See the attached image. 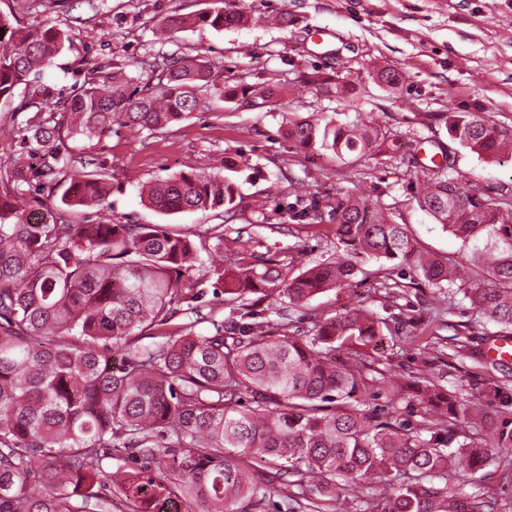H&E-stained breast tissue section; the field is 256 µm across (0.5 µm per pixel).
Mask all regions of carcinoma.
Here are the masks:
<instances>
[{
  "label": "carcinoma",
  "mask_w": 512,
  "mask_h": 512,
  "mask_svg": "<svg viewBox=\"0 0 512 512\" xmlns=\"http://www.w3.org/2000/svg\"><path fill=\"white\" fill-rule=\"evenodd\" d=\"M247 15L235 3L193 17L163 18L168 34L191 26L239 27ZM67 38L48 27L24 30L0 14V99L36 79ZM376 78L403 83L395 68ZM309 83L336 99L359 103L362 90L337 75L313 70ZM212 69L195 55L162 59L156 80L125 71L90 78L64 102L61 123H32L36 175L70 177L62 205L103 207L107 175L72 169L64 142H91L123 123L155 133L187 119L212 94ZM227 102H272L273 93L241 85ZM451 142L487 160L512 159V132L468 112L444 114ZM286 137L311 152L342 161L384 156L389 130L344 112L290 118ZM448 164L416 197L465 254L437 258L420 250L390 207L360 193L314 200L296 209L302 222L335 226L336 258L290 272L237 239L225 266L202 253L224 248L169 224L33 222L17 206L18 190L0 192V512H162L177 499L183 512H270L300 497L308 512H343L338 490L381 486L359 512H487L468 487L492 466L512 472V417H490L475 402L425 379L416 401L423 422L399 421L391 410L406 398L390 360L369 362L365 348L399 333L388 317L359 306L310 314L308 333L261 315L286 316L317 295L346 288L365 265L388 269L376 285L393 294L405 283L389 271L410 266L429 284L469 303L484 326L512 328V192H473L456 175L453 148L438 145ZM141 201L161 214L235 208V182L192 169L150 185ZM212 282L222 304L240 319L215 316L166 332L181 308L194 309ZM152 340L143 348L139 342ZM122 364L112 366L114 355ZM141 462L106 470L117 450ZM44 489L31 490L33 478Z\"/></svg>",
  "instance_id": "1"
}]
</instances>
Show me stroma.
Listing matches in <instances>:
<instances>
[{
    "mask_svg": "<svg viewBox=\"0 0 512 512\" xmlns=\"http://www.w3.org/2000/svg\"><path fill=\"white\" fill-rule=\"evenodd\" d=\"M248 12L246 25L217 32L194 26L176 33L172 42L155 43L154 31L168 14L194 15L217 6L219 0H0V14L28 28L54 27L69 36L53 66L45 71L50 99L16 89L0 99V177L13 168L25 170L21 207L26 216L41 217L45 205L60 198L68 179L50 183L36 178L39 158L23 144L35 113H58L60 103L96 72L120 70L150 76L159 53L201 55L213 65L218 90L239 83L260 88H284L288 94L263 109L240 108L217 93L187 120L153 134H140L122 125L94 140L67 141L73 157L90 151L104 167L111 191L101 210L55 212L57 222L82 224H176L202 238L214 225L224 227V251L233 253L238 235L256 238L258 254L299 270L306 264L336 256L332 223H295L288 217V182L303 181L313 196L362 189L366 196L394 206L395 219L407 225L424 249L456 253L461 243L421 211L413 194L422 169L395 161L369 159L350 166L328 152H305L288 140V118L314 112H344L345 101L302 82L313 69L335 73L366 88L362 116L387 126L395 143L430 139L448 143L442 112H474L502 129H512V0H236ZM404 71L400 92H389L374 80L376 67ZM243 157L245 167L233 173L238 186L236 212H183L163 215L145 206L141 183L165 178L199 166L223 171L225 157ZM455 169L465 188L484 192L512 190V162L490 164L469 149L457 148ZM266 202L256 213V199ZM404 288L393 298L373 282L318 295L313 308L335 313L365 303L387 311L400 328L410 329L417 343L384 337L368 349L369 359H391L406 381L429 373L445 384L478 399L487 412L512 401V360L485 373L479 360L490 338L478 328L476 312L458 301L438 308V288L428 285L409 267H402ZM470 335V358L456 356L454 329ZM429 343L430 359L418 353ZM505 384L495 392L492 381Z\"/></svg>",
    "mask_w": 512,
    "mask_h": 512,
    "instance_id": "35a3bbf8",
    "label": "stroma"
}]
</instances>
